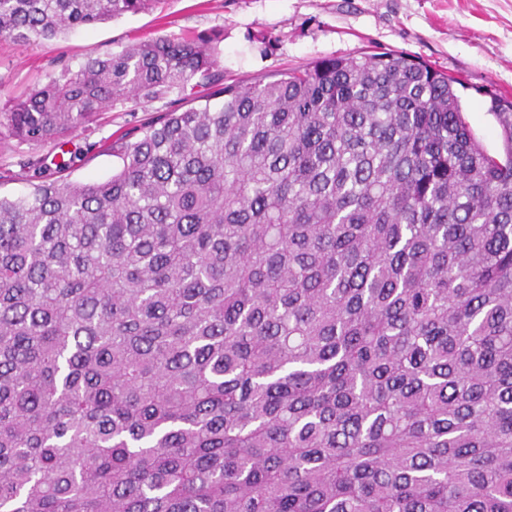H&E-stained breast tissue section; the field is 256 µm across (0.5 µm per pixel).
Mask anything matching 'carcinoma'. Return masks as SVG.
Returning <instances> with one entry per match:
<instances>
[{
	"instance_id": "1",
	"label": "carcinoma",
	"mask_w": 512,
	"mask_h": 512,
	"mask_svg": "<svg viewBox=\"0 0 512 512\" xmlns=\"http://www.w3.org/2000/svg\"><path fill=\"white\" fill-rule=\"evenodd\" d=\"M157 2L0 0V36ZM218 54L134 42L0 111L42 144L180 102L110 180L0 196V512H512V101L495 156L404 53Z\"/></svg>"
}]
</instances>
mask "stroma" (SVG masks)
<instances>
[{"label": "stroma", "instance_id": "stroma-1", "mask_svg": "<svg viewBox=\"0 0 512 512\" xmlns=\"http://www.w3.org/2000/svg\"><path fill=\"white\" fill-rule=\"evenodd\" d=\"M160 35L216 39L218 68L228 83L251 82L328 57L397 51L459 76L462 108L489 153L503 139L489 96L512 97V0H163L158 8L124 15L61 38L20 44L0 37V108L62 68L88 56L121 51ZM169 100L118 105L66 137L64 146L0 139V195L29 191L21 164L30 157L73 159L78 182L111 179L119 165L102 141L167 111Z\"/></svg>", "mask_w": 512, "mask_h": 512}]
</instances>
